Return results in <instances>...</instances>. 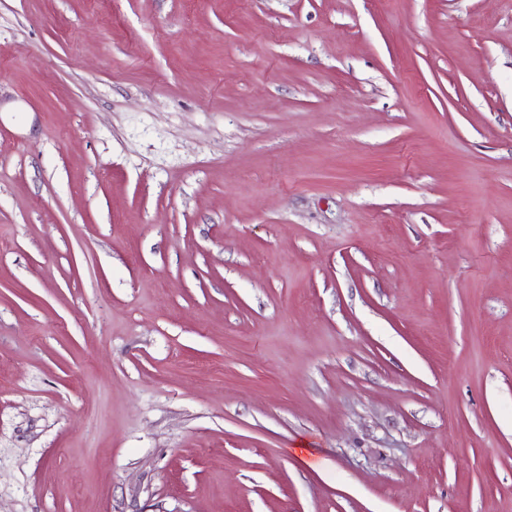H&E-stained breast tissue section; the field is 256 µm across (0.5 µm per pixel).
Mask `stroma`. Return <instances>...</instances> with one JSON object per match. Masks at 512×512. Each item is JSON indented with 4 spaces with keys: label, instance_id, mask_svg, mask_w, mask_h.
I'll list each match as a JSON object with an SVG mask.
<instances>
[{
    "label": "stroma",
    "instance_id": "stroma-1",
    "mask_svg": "<svg viewBox=\"0 0 512 512\" xmlns=\"http://www.w3.org/2000/svg\"><path fill=\"white\" fill-rule=\"evenodd\" d=\"M0 512H512V0H0Z\"/></svg>",
    "mask_w": 512,
    "mask_h": 512
}]
</instances>
